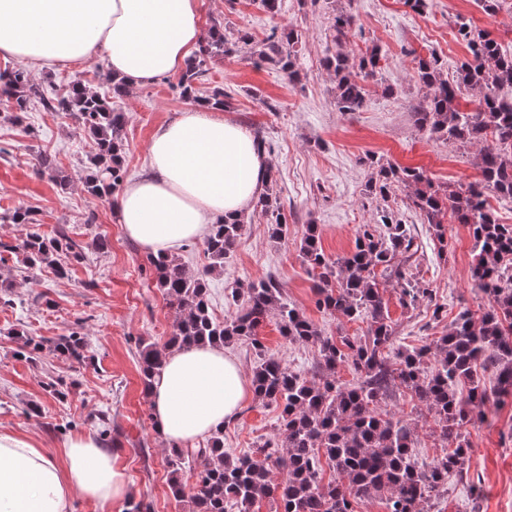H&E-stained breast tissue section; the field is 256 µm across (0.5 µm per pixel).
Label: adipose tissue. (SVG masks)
<instances>
[{
  "label": "adipose tissue",
  "instance_id": "adipose-tissue-1",
  "mask_svg": "<svg viewBox=\"0 0 512 512\" xmlns=\"http://www.w3.org/2000/svg\"><path fill=\"white\" fill-rule=\"evenodd\" d=\"M200 33L198 0H0V56L39 66L102 56L128 91L181 72ZM147 174L113 203L128 238L172 256L221 217L241 218L266 182L270 159L222 111L198 107L154 131ZM253 395L250 378L223 348L170 351L150 390L165 442L209 436ZM130 491L124 470L92 434L71 437L62 457L0 431V512H69L74 496L112 512Z\"/></svg>",
  "mask_w": 512,
  "mask_h": 512
}]
</instances>
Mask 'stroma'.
I'll use <instances>...</instances> for the list:
<instances>
[{
	"label": "stroma",
	"instance_id": "1",
	"mask_svg": "<svg viewBox=\"0 0 512 512\" xmlns=\"http://www.w3.org/2000/svg\"><path fill=\"white\" fill-rule=\"evenodd\" d=\"M198 3L205 30L218 20L256 43L275 27L299 34L291 75L246 52L208 64L206 86L223 87L228 95L225 119L267 143L276 177L273 193L288 217V237L277 244L270 240L265 220L246 225L223 270L209 277L213 316L221 320L233 312L228 288L271 275L323 335L364 336L367 321L318 311L299 245L308 225L314 224L324 252L344 255L354 246L357 227L376 223L386 208L409 224L418 246L410 270L429 282L434 304L446 308L442 320H434V304L403 306L396 282L381 279L396 344H429L461 310L481 313L487 298L470 276L473 241L467 228L449 225L448 250L440 252L428 225L406 207L403 192L394 189L385 198L367 192L371 170L362 158L371 153L384 164L421 168L444 187L480 179L475 148L418 129L414 108L425 100L426 91L414 78L415 61L436 54L443 77L453 79L469 55L466 44L454 36L460 16L512 52V0H499L492 12L484 11L479 0H425L418 11L404 0H281L275 15L257 0ZM340 9L355 17L345 51L359 57L376 47L383 55L380 73L364 81L366 104L357 112L338 110L335 83L323 63ZM30 77L47 91H62L77 81L102 93L111 90L100 57L87 65L34 68ZM177 82V77L162 76L115 100V107L127 115V179L147 173L154 130L191 108V101L180 97ZM94 151L74 118L37 107L18 123L0 110V213L30 209L40 233H66L84 252L64 279L48 268H24L11 248L20 243L25 227L0 223V283L9 284L11 298L10 304H0V430L32 437L59 454L68 437L98 433L99 420H106L110 435L105 447L125 470L132 496L150 502L152 512H188L187 503L170 492L166 445L154 429L135 358L137 339H167L174 311L142 272L144 251L116 224L113 196L95 198L85 191ZM43 155L53 159L54 174L37 173ZM101 238L106 241L102 248L97 245ZM74 331L86 334L93 360L83 363L45 353L30 361L16 355L23 337L54 339ZM260 337L268 356L293 372L314 373L316 344L292 343L272 322ZM51 377L71 382L65 400L45 390ZM382 408L415 427L419 461L444 455L429 419L404 386L392 387ZM483 411V419L463 430L469 444L467 478L449 476L447 490L432 499L430 512H512V397L487 403ZM280 434L278 409L251 399L225 422L224 446L236 454L248 453Z\"/></svg>",
	"mask_w": 512,
	"mask_h": 512
}]
</instances>
